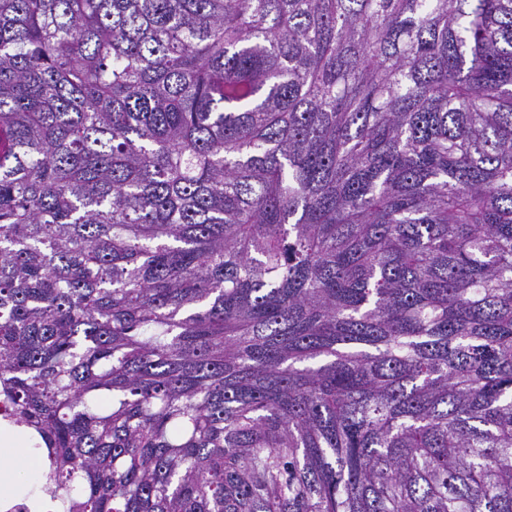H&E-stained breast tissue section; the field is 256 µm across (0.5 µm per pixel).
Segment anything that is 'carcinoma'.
I'll use <instances>...</instances> for the list:
<instances>
[{
  "label": "carcinoma",
  "mask_w": 512,
  "mask_h": 512,
  "mask_svg": "<svg viewBox=\"0 0 512 512\" xmlns=\"http://www.w3.org/2000/svg\"><path fill=\"white\" fill-rule=\"evenodd\" d=\"M0 417L56 512H512V0H0Z\"/></svg>",
  "instance_id": "1"
}]
</instances>
